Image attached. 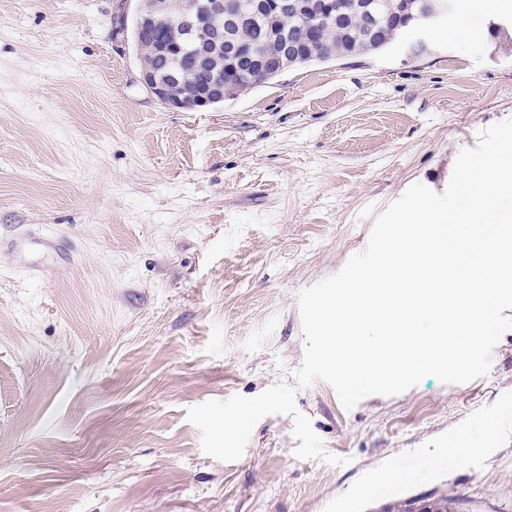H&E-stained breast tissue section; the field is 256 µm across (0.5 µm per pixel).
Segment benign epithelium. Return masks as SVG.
Returning <instances> with one entry per match:
<instances>
[{
  "mask_svg": "<svg viewBox=\"0 0 512 512\" xmlns=\"http://www.w3.org/2000/svg\"><path fill=\"white\" fill-rule=\"evenodd\" d=\"M386 11V0H210L201 4L197 0H142L138 7V24L141 27L153 26L162 20H170L183 28L186 35L198 33L209 24V17L224 13V71L217 72L206 91L195 95L178 96L172 93V80L176 76L159 77L143 70L140 72L142 84L162 104L170 109L209 108L216 101L224 100V74L239 73L240 65L245 70L256 71L264 79L274 78L300 59L299 48L288 41L286 36L288 18L302 22L316 33L331 24L336 18L354 15L365 22H378ZM264 15L267 20H275L273 41L279 50L259 54L242 53V38L248 21L256 14ZM404 15L407 22L400 29L398 38L406 39L414 32L427 37L436 23L447 20L448 0H412L404 3ZM154 51L170 58L179 59L190 51L201 61L205 60V48L195 41L180 39L172 43H161Z\"/></svg>",
  "mask_w": 512,
  "mask_h": 512,
  "instance_id": "benign-epithelium-1",
  "label": "benign epithelium"
}]
</instances>
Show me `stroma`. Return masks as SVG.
Here are the masks:
<instances>
[{
	"mask_svg": "<svg viewBox=\"0 0 512 512\" xmlns=\"http://www.w3.org/2000/svg\"><path fill=\"white\" fill-rule=\"evenodd\" d=\"M135 6L0 0V512H512V330L465 384L299 389L342 467L297 458L288 416L234 462L186 418L299 367L298 295L365 249L361 210L443 192L466 132L512 118V0L199 111L141 83ZM464 429L462 466L390 481ZM422 507L421 498H406L382 507V512H457L459 502L447 494H432Z\"/></svg>",
	"mask_w": 512,
	"mask_h": 512,
	"instance_id": "obj_1",
	"label": "stroma"
}]
</instances>
